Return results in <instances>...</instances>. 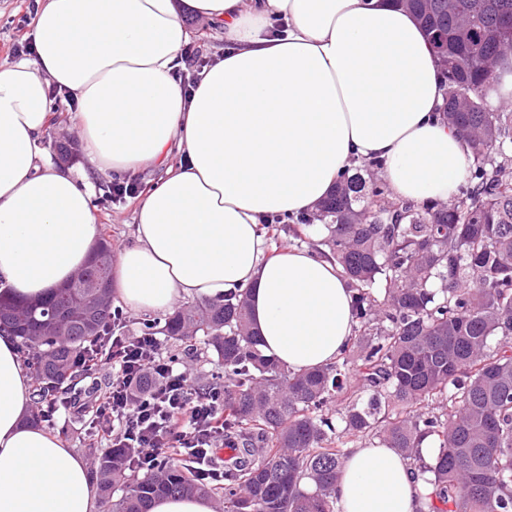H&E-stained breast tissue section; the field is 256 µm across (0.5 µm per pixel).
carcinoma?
Instances as JSON below:
<instances>
[{
  "instance_id": "obj_1",
  "label": "carcinoma",
  "mask_w": 512,
  "mask_h": 512,
  "mask_svg": "<svg viewBox=\"0 0 512 512\" xmlns=\"http://www.w3.org/2000/svg\"><path fill=\"white\" fill-rule=\"evenodd\" d=\"M445 41L446 119L472 144L457 201L418 207L374 175H345L298 223L325 238L353 293L354 336L336 361L294 374L264 356L244 294L198 301L143 323L174 345L198 337L224 364V484L166 460L153 474L106 448L92 470L105 512H149L173 495L218 498L223 512H336L345 447L377 438L431 473L429 512H512V111L484 87L512 40L491 34L512 0H399ZM112 246L41 301L0 300V332L19 340L33 398H61L112 325ZM65 312L57 330L43 320ZM341 405L331 414L328 404ZM437 448L432 465L420 448Z\"/></svg>"
}]
</instances>
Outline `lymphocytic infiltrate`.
<instances>
[{
  "label": "lymphocytic infiltrate",
  "mask_w": 512,
  "mask_h": 512,
  "mask_svg": "<svg viewBox=\"0 0 512 512\" xmlns=\"http://www.w3.org/2000/svg\"><path fill=\"white\" fill-rule=\"evenodd\" d=\"M125 326L124 314H116L111 336L81 365L112 377L95 400L90 429L113 447L135 449L141 469L172 457L196 478L221 483L224 473L212 459L224 446L223 380L199 389L186 365L164 354L157 336H127Z\"/></svg>",
  "instance_id": "1"
}]
</instances>
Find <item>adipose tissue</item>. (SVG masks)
I'll list each match as a JSON object with an SVG mask.
<instances>
[{"label": "adipose tissue", "instance_id": "1", "mask_svg": "<svg viewBox=\"0 0 512 512\" xmlns=\"http://www.w3.org/2000/svg\"><path fill=\"white\" fill-rule=\"evenodd\" d=\"M224 32L184 88L186 16ZM34 57L0 65V291L62 287L96 248L94 181L164 168L113 263L129 309L245 293L263 352L293 373L353 336L351 292L310 246L271 248L269 217L317 208L352 165L379 164L398 201L453 200L472 156L414 16L394 0H43ZM76 103L87 165L44 158L50 89ZM31 374L0 333V512H99L87 463L24 425ZM432 487L391 448L344 458L336 512H428Z\"/></svg>", "mask_w": 512, "mask_h": 512}]
</instances>
